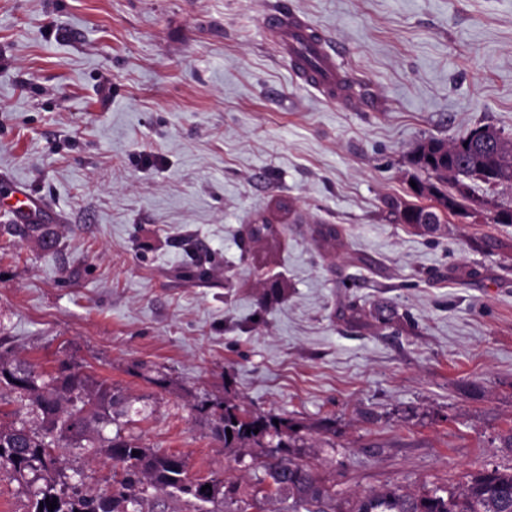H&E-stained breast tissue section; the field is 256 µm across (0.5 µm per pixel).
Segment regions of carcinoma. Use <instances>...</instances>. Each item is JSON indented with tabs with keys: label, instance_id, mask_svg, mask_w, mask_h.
Here are the masks:
<instances>
[{
	"label": "carcinoma",
	"instance_id": "cac0c4a2",
	"mask_svg": "<svg viewBox=\"0 0 512 512\" xmlns=\"http://www.w3.org/2000/svg\"><path fill=\"white\" fill-rule=\"evenodd\" d=\"M416 161L433 180L417 183L414 193L446 203L453 212L460 207L458 198L466 197L455 170L464 169L472 177L482 168L496 167L500 182H512V139L502 136L498 142L483 143L469 133L450 145L430 140L419 146ZM450 184L456 193L448 192ZM316 233L319 249L336 252V225L320 224ZM277 235L266 217L252 226V241L265 249ZM65 369L69 373L52 376L0 354V402L9 397L18 404L0 419V469L28 496L29 512H142L143 505L166 500L178 501L190 512H512V471L484 467L461 483L424 492L400 486L372 490L343 510L334 486L292 452L303 438L288 419L226 400L217 405L215 435L224 448L239 452L237 463L260 473L242 498L237 484L223 476L192 478L184 456L152 450L123 435L118 411L122 394L68 365ZM29 414L41 419L40 427L28 425ZM111 426L115 432L104 435ZM59 448H88L104 455L112 462V489L94 494L83 481L72 480ZM251 448L262 449V454L251 456L246 464L244 451ZM205 485L210 489L202 490ZM48 498L57 499L52 511L40 508Z\"/></svg>",
	"mask_w": 512,
	"mask_h": 512
}]
</instances>
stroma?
<instances>
[{"mask_svg": "<svg viewBox=\"0 0 512 512\" xmlns=\"http://www.w3.org/2000/svg\"><path fill=\"white\" fill-rule=\"evenodd\" d=\"M282 6L344 49L352 109L292 78L263 24ZM484 125L512 138V0H0V178L55 211L50 249L0 214V347L108 380L125 434L244 489L197 404L287 417L347 498L512 468V183L468 180L432 233L392 208L431 203L418 145ZM379 303L393 320L351 319ZM61 454L108 489L102 457ZM277 235V228L266 217H260L252 226V241L262 248L271 247L275 243Z\"/></svg>", "mask_w": 512, "mask_h": 512, "instance_id": "stroma-1", "label": "stroma"}]
</instances>
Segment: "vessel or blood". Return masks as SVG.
<instances>
[{
    "mask_svg": "<svg viewBox=\"0 0 512 512\" xmlns=\"http://www.w3.org/2000/svg\"><path fill=\"white\" fill-rule=\"evenodd\" d=\"M265 21L278 42L280 55L292 73L326 100L346 108L353 104V83L347 69L332 53L324 30L292 12L275 10ZM13 213L36 221L48 210L42 200L16 182L0 187V204Z\"/></svg>",
    "mask_w": 512,
    "mask_h": 512,
    "instance_id": "1",
    "label": "vessel or blood"
}]
</instances>
